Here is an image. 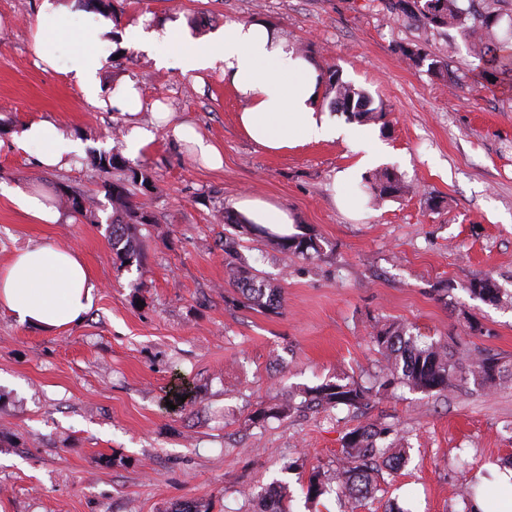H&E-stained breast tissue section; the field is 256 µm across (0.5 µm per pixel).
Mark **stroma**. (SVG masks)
Masks as SVG:
<instances>
[{
  "label": "stroma",
  "mask_w": 512,
  "mask_h": 512,
  "mask_svg": "<svg viewBox=\"0 0 512 512\" xmlns=\"http://www.w3.org/2000/svg\"><path fill=\"white\" fill-rule=\"evenodd\" d=\"M394 0H114L119 43L98 51L103 87L134 81L153 120L162 102L224 153L208 170L161 128L134 158L120 113L89 105L56 68L37 63L40 0H0V184L49 189L61 220L39 224L0 194V267L16 250L74 249L99 285L93 308L54 333L0 311V512H256L271 483L287 512H460L463 483L512 468V380L496 387L374 392L384 361L370 334L397 323L447 341L462 358L482 353L512 369V82L488 83L477 49L452 28L424 33ZM181 21L198 38L231 22L260 21L316 68L338 66L384 107L378 122L322 111L333 141L267 150L239 125L247 101L220 71L156 68L135 50L139 19ZM418 46L445 60L447 80L405 59ZM50 120L84 149L47 170L12 143L23 124ZM123 160L102 171L94 156ZM396 170L412 192L372 202L363 177ZM359 179L335 198L341 174ZM141 169L148 183H132ZM126 183L147 221L140 258L112 248L107 187ZM90 199L71 213L66 196ZM288 211L319 254L280 251L228 224L239 197ZM278 288L276 311L230 304L224 247ZM490 280L496 302L470 286ZM367 388L356 409L310 408L270 417L289 393L325 383ZM390 426L405 449L380 467L377 490L353 505L330 493L309 501L312 474L335 483L354 428Z\"/></svg>",
  "instance_id": "stroma-1"
}]
</instances>
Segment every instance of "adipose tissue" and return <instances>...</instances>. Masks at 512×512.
<instances>
[{
	"mask_svg": "<svg viewBox=\"0 0 512 512\" xmlns=\"http://www.w3.org/2000/svg\"><path fill=\"white\" fill-rule=\"evenodd\" d=\"M71 9L70 0L41 2L34 44L39 60L47 67L57 65L58 42ZM111 30V20L99 18L94 31L79 37L67 71L87 101L118 110L131 119L124 138L127 151L138 154L153 141L156 128L168 126L178 141L187 144L196 161L212 169L222 167L219 147L194 125L173 123L171 113H156V126L152 129L135 124L143 104L132 81L117 82L111 91H103L96 45ZM169 37L173 52L167 55L157 50L160 33L142 27L138 30L137 47L154 54L161 66L183 58L193 71H223L235 91L249 103L239 122L256 144L277 151L301 142L335 138V127L319 110L321 81L317 70L308 59L296 55L278 32L261 23L233 22L204 39L175 31ZM15 141L22 147H37L40 162L51 169L69 166L80 151L79 143L49 120L24 124L16 132ZM235 210L246 223L269 228L278 235L287 236L294 231L287 212L276 205L244 198L236 203ZM96 295L97 286L87 265L70 249L25 248L0 268V310L46 331L79 322L93 307Z\"/></svg>",
	"mask_w": 512,
	"mask_h": 512,
	"instance_id": "1",
	"label": "adipose tissue"
}]
</instances>
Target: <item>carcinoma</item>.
Instances as JSON below:
<instances>
[{"instance_id": "carcinoma-1", "label": "carcinoma", "mask_w": 512, "mask_h": 512, "mask_svg": "<svg viewBox=\"0 0 512 512\" xmlns=\"http://www.w3.org/2000/svg\"><path fill=\"white\" fill-rule=\"evenodd\" d=\"M429 0H397L394 9L412 20L418 27L428 31L443 27H455L465 40L481 46L482 56L488 69L485 77L493 82L498 78L512 79V53L501 42L498 27L501 21L499 2L501 0H469L463 7L459 0H437L438 12L427 9ZM326 92L331 96V107L348 114L360 122H376L383 116V109L374 105L373 97L342 78L340 69L328 68ZM368 190L374 200H383L409 193L410 187L394 171L384 169L367 177ZM112 223L110 235L112 248L126 261L138 259L139 243L136 224L147 223L142 208L130 200L124 184H112ZM272 245L283 251L309 256L319 253V245L312 238L289 236L279 237L263 230ZM229 282L234 287L236 297L232 303L260 308L277 309L282 305L281 292L271 288L263 280L259 271L251 266L238 265L234 261L227 264ZM471 294L494 302L499 299V289L487 280L471 284ZM372 342L378 347L385 364L378 375L381 389L394 384H403L413 390L433 392L453 387L463 388L468 381L493 387L504 379L505 369L497 359L485 356L465 363L448 348V343L429 339L409 332L406 327L391 324L382 328L373 327ZM315 405L355 407L365 397V390L359 386L338 383L322 384L308 392ZM387 428L368 423L354 428L346 435L345 456L341 467L336 471V484L354 498H364L374 490L372 473L378 461L395 469L404 463V451L383 443ZM477 487L467 484L460 495L463 503L461 512H482L476 508Z\"/></svg>"}]
</instances>
